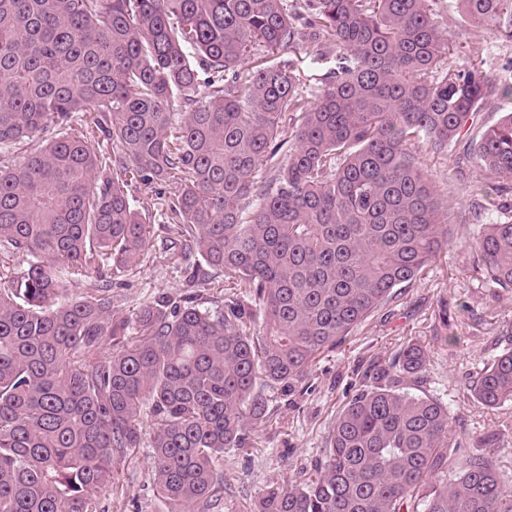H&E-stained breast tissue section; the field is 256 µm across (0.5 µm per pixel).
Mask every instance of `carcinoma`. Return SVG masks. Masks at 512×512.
Segmentation results:
<instances>
[{
    "instance_id": "carcinoma-1",
    "label": "carcinoma",
    "mask_w": 512,
    "mask_h": 512,
    "mask_svg": "<svg viewBox=\"0 0 512 512\" xmlns=\"http://www.w3.org/2000/svg\"><path fill=\"white\" fill-rule=\"evenodd\" d=\"M461 27L512 40V0H456ZM439 0H0V512H98L142 443L169 512H211L224 450L263 421L260 387L293 393L451 244L448 189L422 167L449 151L488 211L512 191L511 97L475 42L440 29ZM304 37L336 58L314 101L293 63ZM265 57L249 70L256 49ZM31 145L20 163L14 153ZM286 159L273 162L283 147ZM175 185L167 241L224 271L251 304L163 294L136 335L110 316L112 284L149 250L132 183ZM472 270L512 290V219L466 244ZM110 275L86 294L87 255ZM112 345V354L102 351ZM410 341L344 404L307 481L266 488L253 512H512V482L430 393ZM469 397L512 401L507 345Z\"/></svg>"
}]
</instances>
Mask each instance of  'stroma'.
Returning <instances> with one entry per match:
<instances>
[{
	"label": "stroma",
	"mask_w": 512,
	"mask_h": 512,
	"mask_svg": "<svg viewBox=\"0 0 512 512\" xmlns=\"http://www.w3.org/2000/svg\"><path fill=\"white\" fill-rule=\"evenodd\" d=\"M425 169L438 184L454 188L453 237L455 247L431 263L422 279L399 290L398 297L379 315L366 321L336 349L325 352L302 391L265 389L268 417L251 425L253 447L224 453V496L214 512H252L258 495L270 485L286 486L305 481L323 456L324 439L337 412L354 394L363 373L405 342L427 346L429 370L435 393L447 396L452 411L476 435L499 433L490 455L501 475L512 480V402L487 408L466 396L465 384L499 349V334L512 322V292L482 286L469 268L462 241L476 233L479 223L471 211L469 192L456 188V173L447 153L425 151ZM173 186L135 183L130 194L136 206L150 205L153 217L147 226L150 249L141 265L112 287L114 317L134 321L139 307L155 297L193 294L199 299L216 292L248 303L244 289L230 288L223 274L205 282H190L199 255L186 249L163 248L167 219L162 198ZM447 296L450 304L467 303L468 311L456 313L448 326L454 341L447 348L435 346L439 326L436 302ZM151 448L135 449L123 466L122 488L99 493L100 512H168L158 495L149 457Z\"/></svg>",
	"instance_id": "1"
}]
</instances>
